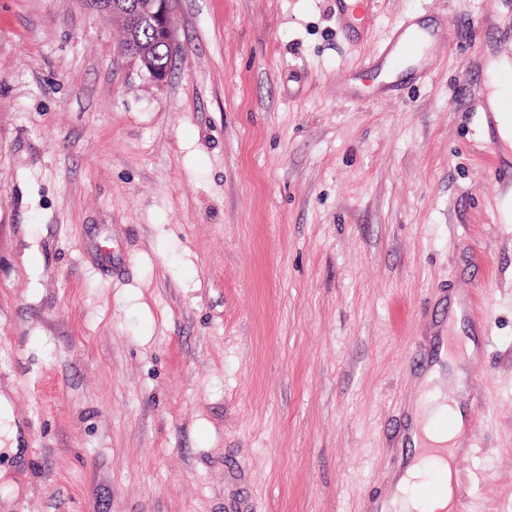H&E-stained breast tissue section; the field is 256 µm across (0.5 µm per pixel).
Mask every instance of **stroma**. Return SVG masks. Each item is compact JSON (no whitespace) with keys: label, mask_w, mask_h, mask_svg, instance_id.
Segmentation results:
<instances>
[{"label":"stroma","mask_w":512,"mask_h":512,"mask_svg":"<svg viewBox=\"0 0 512 512\" xmlns=\"http://www.w3.org/2000/svg\"><path fill=\"white\" fill-rule=\"evenodd\" d=\"M448 30L388 80L379 48ZM165 83L85 0H0V512H361L417 354L482 297L462 512H512V0H175ZM338 4V20L342 28L350 29L364 26L365 0H336ZM148 51H140V53H136L134 51H130L126 49L124 45L120 46V54L124 57L130 58L135 64H137L140 70H143L146 74L149 75L156 82H163L167 79L168 75L159 71H156L152 65L150 64L151 59V47H147ZM150 51V53H149ZM488 104L494 112L498 135L505 147L512 148V109L503 107V100L512 98V61L506 56L490 58L487 65Z\"/></svg>","instance_id":"stroma-1"}]
</instances>
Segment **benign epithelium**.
I'll return each instance as SVG.
<instances>
[{"label": "benign epithelium", "instance_id": "7a95c632", "mask_svg": "<svg viewBox=\"0 0 512 512\" xmlns=\"http://www.w3.org/2000/svg\"><path fill=\"white\" fill-rule=\"evenodd\" d=\"M92 4L129 29L135 30L146 23L150 24L157 36L158 47L169 57L176 56L178 47L173 29V0H153L151 3L134 7L123 0H92ZM120 54L130 58L154 81L163 82L167 79V74L155 70L150 64L151 53H136L122 45Z\"/></svg>", "mask_w": 512, "mask_h": 512}]
</instances>
